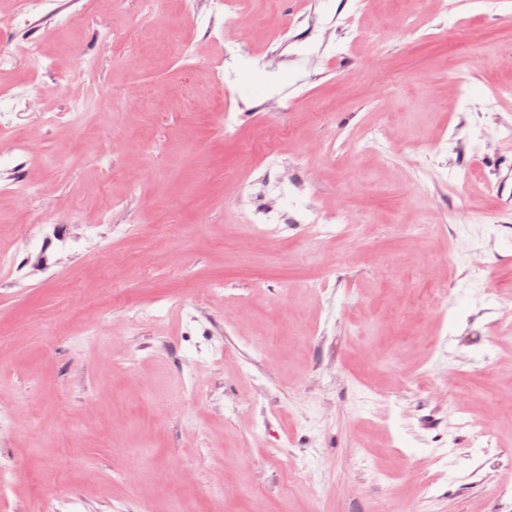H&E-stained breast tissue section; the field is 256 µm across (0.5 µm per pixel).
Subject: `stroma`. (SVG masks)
Wrapping results in <instances>:
<instances>
[{
	"label": "stroma",
	"instance_id": "35a3bbf8",
	"mask_svg": "<svg viewBox=\"0 0 512 512\" xmlns=\"http://www.w3.org/2000/svg\"><path fill=\"white\" fill-rule=\"evenodd\" d=\"M58 6L75 28L1 22L0 48L45 42L43 85L82 51L94 65L72 95L112 97L78 131L37 112L0 131L38 141L0 151L37 190L33 207L0 191V251L15 257L0 269V406L17 427L0 430V512H498L512 329L496 344L490 323L512 307V100L493 89L512 82V0L365 14L356 0H242L249 25L226 30L184 0ZM156 14L185 31L183 53ZM286 23L284 46L272 32ZM323 36L333 46L308 51ZM228 43L246 50L229 72ZM136 83L153 89L142 109L122 104ZM275 90L294 109L270 132L255 107ZM207 99L237 109L238 137L188 111ZM270 145L305 197L351 214L350 237L256 234L240 196L270 179ZM487 180L499 196L479 194ZM41 204L74 216L65 246L38 228ZM484 211L504 223H474ZM134 307L163 318L130 326ZM451 402L496 437L485 465ZM444 466L422 497L419 478Z\"/></svg>",
	"mask_w": 512,
	"mask_h": 512
}]
</instances>
